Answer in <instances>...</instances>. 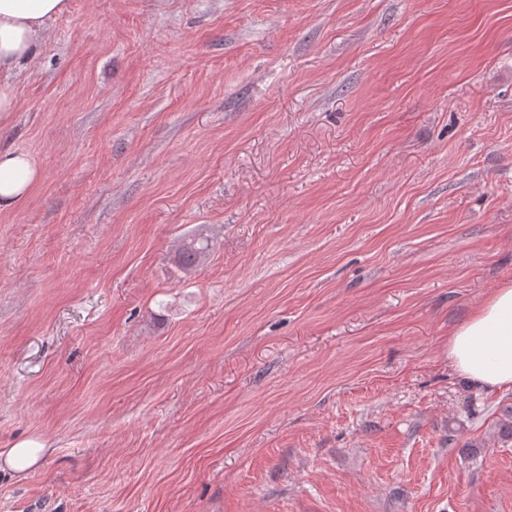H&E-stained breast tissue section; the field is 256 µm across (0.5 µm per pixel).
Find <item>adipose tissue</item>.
<instances>
[{
  "label": "adipose tissue",
  "instance_id": "1",
  "mask_svg": "<svg viewBox=\"0 0 512 512\" xmlns=\"http://www.w3.org/2000/svg\"><path fill=\"white\" fill-rule=\"evenodd\" d=\"M68 0H0V113L16 111L13 73L31 61L49 36V23ZM32 157L0 149V212L10 210L39 181ZM448 359L472 384L512 388V284L497 288L448 338Z\"/></svg>",
  "mask_w": 512,
  "mask_h": 512
}]
</instances>
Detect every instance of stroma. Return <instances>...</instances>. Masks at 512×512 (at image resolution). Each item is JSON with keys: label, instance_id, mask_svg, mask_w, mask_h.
I'll return each instance as SVG.
<instances>
[{"label": "stroma", "instance_id": "35a3bbf8", "mask_svg": "<svg viewBox=\"0 0 512 512\" xmlns=\"http://www.w3.org/2000/svg\"><path fill=\"white\" fill-rule=\"evenodd\" d=\"M13 82L0 512H512V0H69ZM40 177L41 172L28 153L0 149V212L21 201ZM211 251L212 242L207 231L198 227L181 239L176 257L181 268L190 273L208 260ZM448 359L472 384L512 388V284L486 298L448 337ZM46 449L40 440L27 438L16 442L12 448L0 451V458L4 455L7 468L16 475H22L38 465Z\"/></svg>", "mask_w": 512, "mask_h": 512}]
</instances>
